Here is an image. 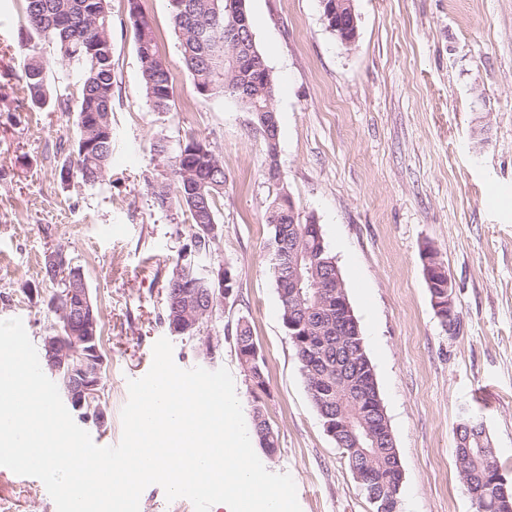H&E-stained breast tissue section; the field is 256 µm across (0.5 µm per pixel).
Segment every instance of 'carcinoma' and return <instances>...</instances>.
I'll use <instances>...</instances> for the list:
<instances>
[{
    "instance_id": "1",
    "label": "carcinoma",
    "mask_w": 512,
    "mask_h": 512,
    "mask_svg": "<svg viewBox=\"0 0 512 512\" xmlns=\"http://www.w3.org/2000/svg\"><path fill=\"white\" fill-rule=\"evenodd\" d=\"M172 24L179 38V63L192 76L196 94L202 99L229 95L244 101L246 108L274 107L275 84L258 50L253 44L247 64L235 70L224 62L231 50L233 38H224L229 18L224 13L225 0H170ZM137 55L140 61L141 84L146 102L154 112H169L173 103L172 66L157 48L152 24L143 10L129 14ZM21 44L26 56L35 53L43 42L55 45L56 62H45V70L54 64L67 66L79 75V87L74 95H53L48 74L33 63L25 68L20 91L32 108L52 112H74L77 117L78 139L75 155L61 169L76 175L82 183L94 186L104 179L112 158V13L108 0H24ZM93 144L87 152L82 142ZM155 158L169 170V177L151 186L153 206L170 213L181 210L190 221L191 245L207 240L204 224H219L217 202L224 195V165L206 140L188 134L169 148L167 142L153 145ZM280 222L271 223L269 250L275 274L276 290L282 307V324L287 335L299 331L306 341L293 343L309 397L321 421L343 423L336 446L342 450L350 470L367 469L373 474L372 487L362 485L365 495L378 502L373 512H400V476L396 447L388 439L366 435V424L381 422L382 414L368 419L357 416L355 392L365 378L364 367L370 364L362 335L336 329V282L343 277L324 241L309 232V225L293 223L288 216V204L280 205ZM306 278L320 289L319 299L313 294L303 297L293 294L288 279L295 264ZM43 279L56 286L51 298L58 297L71 281L58 276V271L42 266ZM198 277L180 267V258L173 259L165 280V320L167 325L179 320L186 322V305L175 304L180 281ZM235 348L245 369L251 393L265 391V363L254 360L257 345L253 329L246 319L236 326ZM253 431L263 448L276 450L277 437L264 417L262 408L253 406ZM462 434L470 436L468 451L456 454L463 476L477 477L490 466H499L490 437L483 423L476 418L462 422Z\"/></svg>"
}]
</instances>
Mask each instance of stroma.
Segmentation results:
<instances>
[{
	"instance_id": "stroma-1",
	"label": "stroma",
	"mask_w": 512,
	"mask_h": 512,
	"mask_svg": "<svg viewBox=\"0 0 512 512\" xmlns=\"http://www.w3.org/2000/svg\"><path fill=\"white\" fill-rule=\"evenodd\" d=\"M24 0H0V320L21 319L30 340L48 333L53 291L40 272L64 247L81 267L102 321L108 429L122 437L128 382L170 339L183 369L227 368L243 412L262 405L278 435L265 468L290 474L301 512H372L322 425L281 320L270 263L268 209L286 190L299 222L315 218L335 256L404 468L401 512H473L456 466L454 429L478 416L512 482V0H353L357 36L342 43L320 0H246L255 42L276 86L277 161L251 112L200 98L178 66L169 0H141L160 54L172 63L174 104L152 111L140 80L126 0H110L112 159L96 186L61 181L75 147V114L32 111L18 92ZM223 162L220 224L208 260L239 288L207 322L213 354L170 334L164 282L188 243L182 212L151 202L161 165L156 139L187 134ZM433 249L459 319L437 316L421 255ZM247 318L265 362L252 396L235 351ZM0 512H57L41 480L0 472Z\"/></svg>"
}]
</instances>
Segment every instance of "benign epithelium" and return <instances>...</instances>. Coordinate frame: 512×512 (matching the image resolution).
Masks as SVG:
<instances>
[{
    "label": "benign epithelium",
    "mask_w": 512,
    "mask_h": 512,
    "mask_svg": "<svg viewBox=\"0 0 512 512\" xmlns=\"http://www.w3.org/2000/svg\"><path fill=\"white\" fill-rule=\"evenodd\" d=\"M321 4L325 20L336 25L342 42L352 43L357 35V19L352 0H321ZM224 10L235 18L234 33L241 34L249 30L246 8L238 0H227ZM424 264L426 280L435 288L431 301L436 313L440 316L446 315L450 320L454 319L450 278L444 277L442 283L437 281L444 268L436 254L425 256ZM200 275L202 281H210L220 288L219 300H227L235 294L236 283L228 269L206 267L200 271ZM63 276L72 282L67 301L61 310L69 338L58 334L46 336L41 348L42 362L53 374L65 375L68 403L79 412L83 421L102 430L107 425L108 417L101 406L95 405L100 395L98 388L101 385L104 364L96 334L97 318L87 289L81 287L83 271L74 267L70 272L64 271ZM336 317L347 328L355 322L351 307L342 296L336 298ZM466 486L476 507L484 505L489 488L494 489L500 502L512 498V484L508 483L499 470L491 469L483 477L469 478Z\"/></svg>",
    "instance_id": "7a95c632"
}]
</instances>
